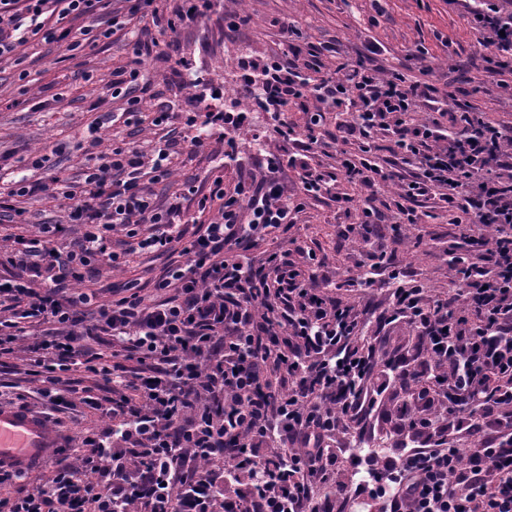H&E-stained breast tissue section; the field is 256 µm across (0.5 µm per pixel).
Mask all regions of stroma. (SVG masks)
<instances>
[{"label":"stroma","instance_id":"stroma-1","mask_svg":"<svg viewBox=\"0 0 512 512\" xmlns=\"http://www.w3.org/2000/svg\"><path fill=\"white\" fill-rule=\"evenodd\" d=\"M386 12L375 17L371 0H212V8L197 22L178 27L163 36L150 24H138L115 32L94 48L67 57L64 49L35 39L19 47L18 63L0 64V154L15 172L30 181L52 177L77 180L85 157L94 147L131 142L151 149L168 128L181 127L189 112L247 111L244 129L213 130L203 148L183 151L169 186L158 187L160 200L182 194L185 184L208 190L215 178H223L232 190L242 172L261 173L271 155L287 154L290 144L281 134L289 125L294 136L305 138L307 114L315 110L313 98L289 102L279 111L251 107L238 91L212 96V87L234 83L244 62L262 63L268 55L284 51L308 53L313 44L335 43L338 54L319 57L321 71L335 70L342 61L363 60L409 76H418L421 64L406 57L413 46L424 48L433 68L432 82L448 92V110L469 102L495 125H512V89L484 70L483 51L476 41L474 23L462 7L448 0H386ZM296 26L297 35L282 39L284 25ZM139 59L142 79L138 94L140 109L126 111L122 99L113 97V70ZM165 108L167 126L151 123V114ZM104 120L98 145H91L88 128ZM56 148L54 170L33 169L35 153ZM394 187L369 193L359 183L337 179L328 194L307 200L292 223L271 230L253 247L254 256L288 251L299 266L312 269V287L325 288L343 302L367 310L371 323H378L389 304L388 284L375 278L367 287L356 285L359 273L370 263L367 250L349 233L358 223L356 201L373 196L374 207L383 215L394 209ZM420 222L410 236L397 237L388 224L377 225V241L393 258L396 267L413 271L427 299L448 290L450 274L448 244L453 227L446 210L416 204ZM179 255L128 256L125 264L101 262L97 285L103 297L120 292L130 280L152 288L168 269L182 264ZM380 364L412 358L417 338L401 322L380 332ZM411 388L391 380L366 433L337 434L336 476L350 478L353 471L348 452L353 442L382 443L388 457L402 449L429 447L428 435L400 434L395 427L397 402L410 398ZM49 427L61 441L78 433L111 429V419L76 405L54 412Z\"/></svg>","mask_w":512,"mask_h":512}]
</instances>
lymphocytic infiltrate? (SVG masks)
<instances>
[{
	"mask_svg": "<svg viewBox=\"0 0 512 512\" xmlns=\"http://www.w3.org/2000/svg\"><path fill=\"white\" fill-rule=\"evenodd\" d=\"M110 2L0 0V59L37 35L68 52L92 47L134 19L173 31L210 7L183 0L166 21L154 0H127L109 28L73 36L68 17L95 15ZM462 3L490 71L512 76V9L500 0ZM312 65L276 55L243 74L240 89L247 95L267 83L273 107L314 94L321 108L308 115L313 128L323 107L350 103L342 130L356 152L341 151L337 171H320L309 163L316 137L296 139L287 158L269 157L262 180L228 193L215 179L198 208L217 207L218 215L192 235L181 229V203L160 207L140 183L147 163L155 182L170 179L177 145L169 140L149 156L127 144L90 154L76 181L22 178L0 191V224L25 227L5 256L23 274L0 282V356L23 350L30 395L54 408L81 384L73 369L101 378L99 394L83 402L118 422L111 436H78L82 455L59 454L39 484L0 471V486L12 489L7 512H329L359 497L337 479L328 443L339 429L363 430L377 408V345L364 341L360 313L309 288L311 273L287 254L259 264L248 254L250 243L303 209L279 180L286 165L302 171V194L312 197L340 173L371 188L398 181L395 229L418 223L419 199L437 201L462 229L466 250L449 260L446 297L427 301L414 284L396 289L389 319L410 327L423 355L398 374L419 386L400 407L401 429L449 428L474 446L465 457L452 445L400 452L381 512H512V428L496 420L512 407V126L471 110L443 126L427 65L413 81L344 62L311 86L300 72ZM420 107L429 115L418 120ZM382 136L394 144L387 166L376 154ZM38 192L64 200V222L26 224L14 200ZM68 223L82 228L70 240ZM118 229L131 253L163 255L182 242L184 264L152 294L132 280L122 297L100 299L95 266L119 264ZM101 334L112 339L109 351L87 355L83 337ZM128 362L131 379L115 381Z\"/></svg>",
	"mask_w": 512,
	"mask_h": 512,
	"instance_id": "1",
	"label": "lymphocytic infiltrate"
}]
</instances>
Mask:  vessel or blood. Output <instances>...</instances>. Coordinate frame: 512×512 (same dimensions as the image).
<instances>
[{"label":"vessel or blood","instance_id":"vessel-or-blood-1","mask_svg":"<svg viewBox=\"0 0 512 512\" xmlns=\"http://www.w3.org/2000/svg\"><path fill=\"white\" fill-rule=\"evenodd\" d=\"M58 438L30 409L0 406V469L25 473L41 467Z\"/></svg>","mask_w":512,"mask_h":512}]
</instances>
